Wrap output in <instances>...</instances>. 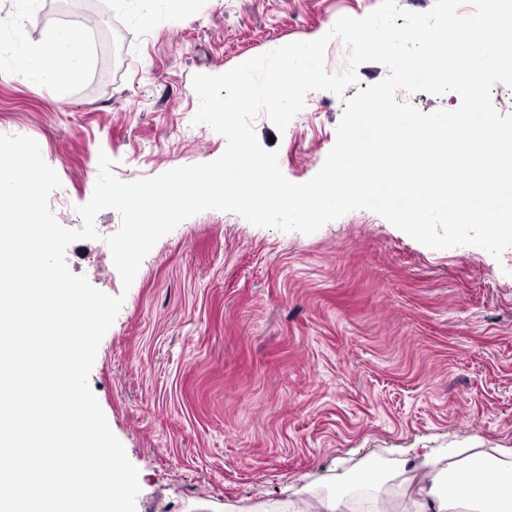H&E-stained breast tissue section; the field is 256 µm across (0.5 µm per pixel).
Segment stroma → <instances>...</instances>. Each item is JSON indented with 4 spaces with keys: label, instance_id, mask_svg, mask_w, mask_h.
Returning a JSON list of instances; mask_svg holds the SVG:
<instances>
[{
    "label": "stroma",
    "instance_id": "stroma-1",
    "mask_svg": "<svg viewBox=\"0 0 512 512\" xmlns=\"http://www.w3.org/2000/svg\"><path fill=\"white\" fill-rule=\"evenodd\" d=\"M380 0H44L18 49L57 25L92 38L78 84L0 70V134L35 139L58 174L50 206L79 223L109 156L125 182L217 159L226 140L194 123L197 74L325 35ZM148 12L151 26L138 16ZM370 62L343 96L307 94L278 131L252 127L294 183L336 140L344 101L383 80ZM73 273L124 295L89 382L139 471L136 512H281L377 467L381 502L410 512L408 466L427 448L454 464L512 448V248H428L370 210L304 235L208 210L161 238L123 289L109 247L79 240Z\"/></svg>",
    "mask_w": 512,
    "mask_h": 512
}]
</instances>
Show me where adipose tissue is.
Listing matches in <instances>:
<instances>
[{
	"instance_id": "1",
	"label": "adipose tissue",
	"mask_w": 512,
	"mask_h": 512,
	"mask_svg": "<svg viewBox=\"0 0 512 512\" xmlns=\"http://www.w3.org/2000/svg\"><path fill=\"white\" fill-rule=\"evenodd\" d=\"M23 66L38 83L55 88L80 82L86 69V49L74 29H50L44 43L22 54L0 51V68ZM441 453L423 452L414 467L420 482L412 502L416 512H512V448L500 449L466 465L440 467ZM500 471L496 483L484 474Z\"/></svg>"
}]
</instances>
